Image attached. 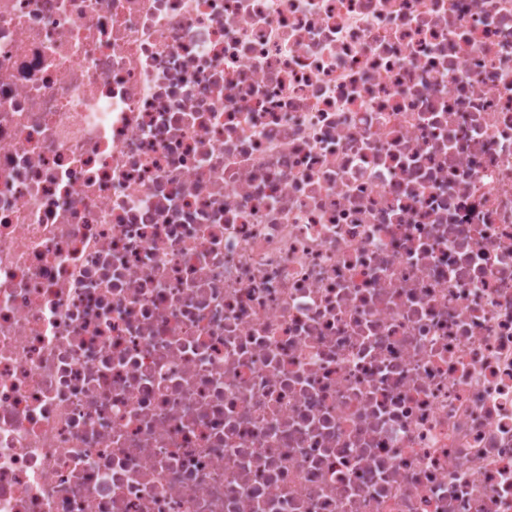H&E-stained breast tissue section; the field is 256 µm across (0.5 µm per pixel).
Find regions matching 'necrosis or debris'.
Listing matches in <instances>:
<instances>
[{"label": "necrosis or debris", "mask_w": 512, "mask_h": 512, "mask_svg": "<svg viewBox=\"0 0 512 512\" xmlns=\"http://www.w3.org/2000/svg\"><path fill=\"white\" fill-rule=\"evenodd\" d=\"M0 512H512V0H0Z\"/></svg>", "instance_id": "4bbe7bcc"}]
</instances>
